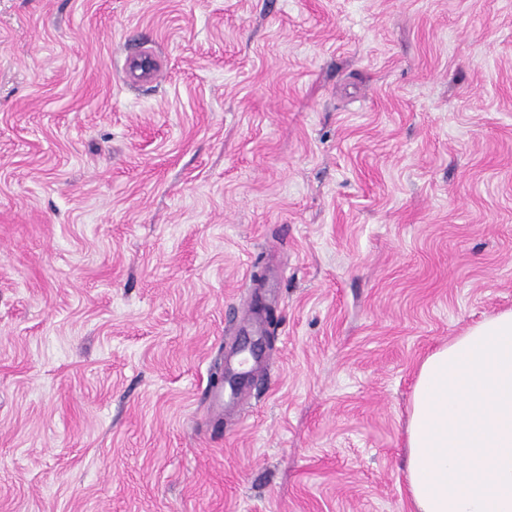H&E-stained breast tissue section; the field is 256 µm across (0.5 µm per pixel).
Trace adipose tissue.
I'll return each instance as SVG.
<instances>
[{
	"instance_id": "obj_1",
	"label": "adipose tissue",
	"mask_w": 512,
	"mask_h": 512,
	"mask_svg": "<svg viewBox=\"0 0 512 512\" xmlns=\"http://www.w3.org/2000/svg\"><path fill=\"white\" fill-rule=\"evenodd\" d=\"M405 455L415 512H512V310L421 361Z\"/></svg>"
}]
</instances>
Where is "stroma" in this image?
I'll list each match as a JSON object with an SVG mask.
<instances>
[{
  "instance_id": "stroma-1",
  "label": "stroma",
  "mask_w": 512,
  "mask_h": 512,
  "mask_svg": "<svg viewBox=\"0 0 512 512\" xmlns=\"http://www.w3.org/2000/svg\"><path fill=\"white\" fill-rule=\"evenodd\" d=\"M510 308L512 0H0V512H412Z\"/></svg>"
}]
</instances>
